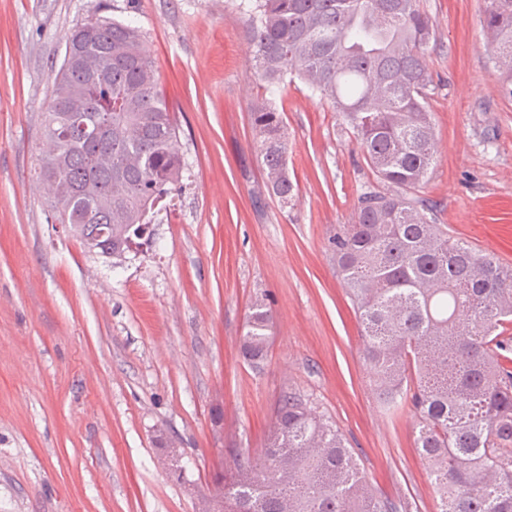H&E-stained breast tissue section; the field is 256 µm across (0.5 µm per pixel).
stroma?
Wrapping results in <instances>:
<instances>
[{
  "instance_id": "1",
  "label": "stroma",
  "mask_w": 512,
  "mask_h": 512,
  "mask_svg": "<svg viewBox=\"0 0 512 512\" xmlns=\"http://www.w3.org/2000/svg\"><path fill=\"white\" fill-rule=\"evenodd\" d=\"M251 2L0 0V512H201L216 474L262 454L291 392L336 424L377 496L439 512L415 417L374 390L336 274L333 238L382 184L342 117L295 79L277 105L295 196L268 190ZM422 3L437 157L419 194L450 236L512 265V95L485 0ZM95 13L145 31L186 168L151 246L110 257L55 223L34 150L64 37ZM258 299L274 323L253 363L241 338Z\"/></svg>"
}]
</instances>
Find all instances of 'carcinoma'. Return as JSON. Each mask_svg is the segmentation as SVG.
I'll use <instances>...</instances> for the list:
<instances>
[{
	"label": "carcinoma",
	"instance_id": "carcinoma-1",
	"mask_svg": "<svg viewBox=\"0 0 512 512\" xmlns=\"http://www.w3.org/2000/svg\"><path fill=\"white\" fill-rule=\"evenodd\" d=\"M258 79L291 75L342 114L391 193H363L336 234V273L364 330L363 358L380 399L417 418L415 446L441 512H512V266L436 224L411 193L436 160L425 52L435 22L420 0H255L248 18ZM499 81L512 95V0H487ZM71 59L52 79L38 176L55 221L84 248L105 231L112 254L131 249L158 205L181 189L179 127L140 26L94 14L66 37ZM81 114L100 124L82 140ZM267 185L294 196L283 120L270 99L252 107ZM272 311L257 300L242 338L261 360ZM208 512H398L375 495L352 449L307 399L277 407L263 456L216 480Z\"/></svg>",
	"mask_w": 512,
	"mask_h": 512
}]
</instances>
